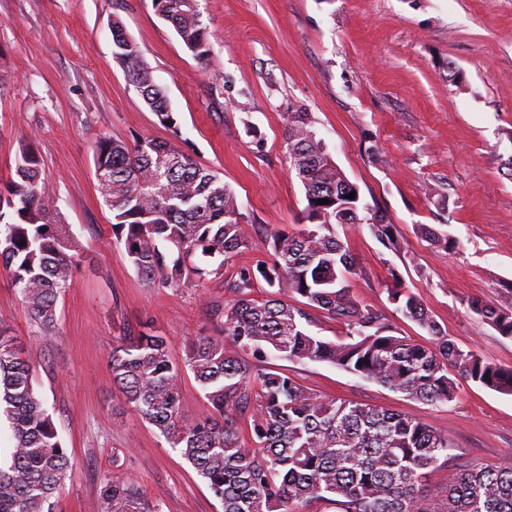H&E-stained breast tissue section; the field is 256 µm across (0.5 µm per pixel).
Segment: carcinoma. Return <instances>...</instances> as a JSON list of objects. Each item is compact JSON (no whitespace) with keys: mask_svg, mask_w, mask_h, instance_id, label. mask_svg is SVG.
<instances>
[{"mask_svg":"<svg viewBox=\"0 0 512 512\" xmlns=\"http://www.w3.org/2000/svg\"><path fill=\"white\" fill-rule=\"evenodd\" d=\"M154 3L186 49L211 65L198 0ZM112 54L172 134L131 144L112 136L95 142L97 181L112 212L113 237L150 287L180 288L211 273L224 275V263L209 272L193 257L229 260L250 249L235 192L176 145L180 130L166 92L118 19L112 21ZM285 130L290 169L304 188L306 227L298 234H266L268 259L239 267L226 281L233 298L221 311L223 334L194 338L182 362L172 358L169 339L148 327L123 336L112 348L113 384L195 468L223 512H299L298 506L311 502L320 512H512L511 460L467 467L437 506L425 494L424 480L428 469L448 457V438L408 414L320 398L294 377L264 366L270 357L325 362L432 405L456 398L458 376L512 395V369L451 342L396 270H389V300L428 333L427 344L402 335L355 298L356 263L337 228L366 224L385 248L399 252L397 228L385 213L361 202L359 188L336 166L310 113H288ZM351 192L353 199L347 198ZM53 208L40 155L24 137L14 174L0 187V263L11 272L25 314L48 335L55 332L58 298L79 257L71 225L53 219ZM415 229L430 244L456 245L431 224ZM261 280L272 292L258 301L249 294ZM291 295L303 298V305L282 300ZM308 306L340 323L343 335L328 339L312 332ZM469 310L512 338V308L473 300ZM186 369L211 406L204 421L181 417ZM254 395L259 400L244 436L232 411ZM0 414L9 420L13 440L11 462L0 466V512H51L69 457L35 393L30 360L19 356L17 337L1 329ZM100 495L104 512H161L124 475L105 474Z\"/></svg>","mask_w":512,"mask_h":512,"instance_id":"obj_1","label":"carcinoma"}]
</instances>
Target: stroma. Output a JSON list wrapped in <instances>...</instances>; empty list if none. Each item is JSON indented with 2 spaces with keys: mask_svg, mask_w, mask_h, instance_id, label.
Returning a JSON list of instances; mask_svg holds the SVG:
<instances>
[{
  "mask_svg": "<svg viewBox=\"0 0 512 512\" xmlns=\"http://www.w3.org/2000/svg\"><path fill=\"white\" fill-rule=\"evenodd\" d=\"M213 67L203 68L153 0H0V182L18 141L32 137L58 220L79 241V267L57 304L53 336L30 321L0 265V323L24 350L36 393L70 458L53 512H103L100 478L135 480L162 512H222L179 452L141 421L112 383L110 355L124 328L147 321L184 357L198 336H217L223 277L151 288L112 236V213L95 176L103 135L166 138L112 55L120 17L168 96L182 146L235 192L250 250L227 265L261 259V235L300 232L304 189L289 170L285 117L311 113L314 128L363 202L386 212L401 251L367 225L345 242L359 273L352 289L416 342L428 334L396 313L385 283L397 270L459 348L512 368V339L470 313L479 299L512 302V0H200ZM377 154H369V146ZM447 207H439V197ZM431 224L448 250L415 233ZM320 397L412 415L450 442L427 475L433 498L468 464L512 460V396L459 379L447 404L408 399L322 362L279 358Z\"/></svg>",
  "mask_w": 512,
  "mask_h": 512,
  "instance_id": "1",
  "label": "stroma"
}]
</instances>
